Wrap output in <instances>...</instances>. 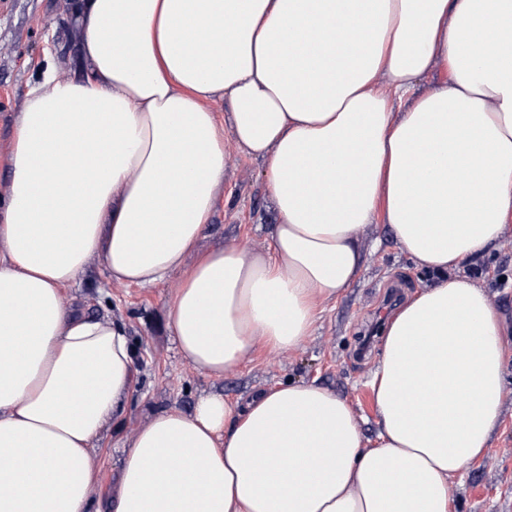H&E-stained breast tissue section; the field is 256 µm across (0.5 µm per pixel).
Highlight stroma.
I'll return each mask as SVG.
<instances>
[{"instance_id":"1","label":"stroma","mask_w":512,"mask_h":512,"mask_svg":"<svg viewBox=\"0 0 512 512\" xmlns=\"http://www.w3.org/2000/svg\"><path fill=\"white\" fill-rule=\"evenodd\" d=\"M82 39L73 0H0V195L7 185L3 162L10 149L12 126L28 91L39 82L47 65L58 78L78 77ZM224 145V182L199 248L207 251L244 244L257 252L266 251L276 213L264 186V163L243 153L232 139H225ZM363 248L365 263L358 280L340 298L322 302L310 336L289 350L257 351L220 379L206 376L185 361L169 333L168 308L179 285V273L151 288L118 286L109 282L102 261L91 258L84 275L66 289L65 297L88 316L124 323L137 350L138 368L121 415L92 445L98 472L95 508L109 512L126 438L146 425L154 413L167 409L192 413L197 401L213 392L235 402L282 382L313 383L345 398L365 440L375 442L378 423L370 381L383 338L375 336L363 356L358 353L361 339L377 322L376 306L386 303L392 294L408 300L429 287L432 278L400 250L388 225L367 227ZM463 272L512 326V224L483 258L464 267ZM504 354L499 428L484 455L451 478V512H512V333L504 339Z\"/></svg>"}]
</instances>
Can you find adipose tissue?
Masks as SVG:
<instances>
[{
	"label": "adipose tissue",
	"instance_id": "obj_1",
	"mask_svg": "<svg viewBox=\"0 0 512 512\" xmlns=\"http://www.w3.org/2000/svg\"><path fill=\"white\" fill-rule=\"evenodd\" d=\"M74 12L85 71L29 92L0 198V512H93L91 444L136 368L123 324L64 300L92 256L119 285L181 272L171 334L220 378L308 336L319 301L354 285L377 222L435 277L386 329L377 444L318 386L212 394L126 441L112 512H450V479L486 451L503 407L498 314L457 270L512 223V0H76ZM434 71L437 87L415 95ZM228 137L265 162L272 250L227 245L190 265Z\"/></svg>",
	"mask_w": 512,
	"mask_h": 512
}]
</instances>
